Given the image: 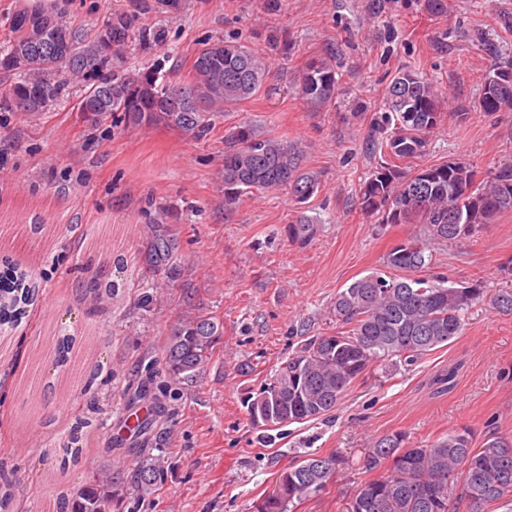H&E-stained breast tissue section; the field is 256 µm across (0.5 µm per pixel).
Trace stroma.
Masks as SVG:
<instances>
[{
  "label": "stroma",
  "instance_id": "1",
  "mask_svg": "<svg viewBox=\"0 0 512 512\" xmlns=\"http://www.w3.org/2000/svg\"><path fill=\"white\" fill-rule=\"evenodd\" d=\"M57 0L63 20L87 28L112 13L133 22L125 71L188 80L205 43L237 40L263 54L266 78L254 97L225 108L211 132L194 140L164 124L90 129L73 102L30 116L0 110V267L38 254L40 314L0 338V473L12 497L0 512H19L45 490L66 493L90 470L111 463L132 467L151 447L133 438L116 394L139 390L150 360L178 320L206 315L221 338L196 384H152L159 421L170 427V468L163 488L140 512H253L279 474L316 453L337 459L320 496L293 512H346L371 441L406 432L422 446L469 428L474 445L490 435L512 436V311L500 295L512 278L498 267L512 259V211L478 236L434 246L430 273L481 282L482 298L466 314L462 336L411 366L377 370L357 382L329 419L288 424L268 432L251 425L242 400L257 392L281 358L298 345L299 328L333 331L329 308L339 288L383 269L389 250L421 233L418 224L379 225L361 212L359 181L379 159L375 126L385 91L409 68L446 93L444 117L427 154L412 168L462 158L478 171L512 160V110L485 114L474 107L485 75L512 61V0H445L429 13L425 0ZM336 56L334 104L315 108L296 92L312 59ZM248 122L261 134L298 142L303 164L320 188L307 215L319 231L301 245L286 227L298 213L287 191L268 190L224 202L217 176L224 131ZM165 213L179 240L184 277L161 290L152 311L136 303L142 266H105L86 245L84 226H112L118 245L141 244ZM107 272L118 285L95 300L91 277ZM97 333L98 359L112 372L99 385L108 415L94 451L62 465L51 447L58 425H75L87 398L59 386L55 359L34 353L61 333Z\"/></svg>",
  "mask_w": 512,
  "mask_h": 512
}]
</instances>
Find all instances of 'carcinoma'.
Wrapping results in <instances>:
<instances>
[{
  "label": "carcinoma",
  "mask_w": 512,
  "mask_h": 512,
  "mask_svg": "<svg viewBox=\"0 0 512 512\" xmlns=\"http://www.w3.org/2000/svg\"><path fill=\"white\" fill-rule=\"evenodd\" d=\"M131 22L110 15L89 31L57 17L51 0H16L5 32L7 53L0 59V108L38 115L61 105L69 86L84 84L77 107L91 110L95 128L107 119L136 127L155 122L200 139L224 107L254 97L266 75L264 58L240 42L222 39L205 45L193 59L188 81L158 83L148 76L116 71L130 38ZM497 66L486 76L476 108L493 113L512 109V78ZM336 67L315 59L303 70L298 95L324 106L336 99ZM444 92L410 69L399 70L386 90L385 120L393 131L380 142L381 160L359 184L361 209L382 224H421L423 234L405 239L386 255L385 269L339 289L330 314L333 332L302 339L283 358L256 394L243 405L251 423L268 430L284 422L326 419L356 381L379 368L411 366L462 335L465 314L484 290L477 283L422 276L432 247L478 235L512 210V161L488 178L454 159L408 170L404 163L426 153L437 129ZM224 203L270 189H284L300 208L318 192L316 172L302 167V150L286 139L266 137L246 123L224 134ZM319 225L306 215L287 225L288 239L305 244ZM178 238L171 225L156 223L140 257L168 285L181 271ZM117 285L96 277L89 291L112 298ZM36 289L10 288L0 279V325L15 326ZM220 324L206 316L182 320L150 365L151 376L169 385L196 381L211 359ZM101 369L92 364L83 377L88 409L99 411L93 385ZM168 431L155 434L156 447L139 448L132 471L119 477L112 465L93 471L68 495H51L55 512H121L126 501L151 498L165 483L170 463L161 447ZM512 440L502 436L474 447L467 429L454 430L424 446H412L404 432L377 438L363 457V468L379 471L357 487L352 512H512ZM336 470L334 456L309 454L279 475L277 487L255 504L254 512H291V506L326 490Z\"/></svg>",
  "instance_id": "cac0c4a2"
}]
</instances>
